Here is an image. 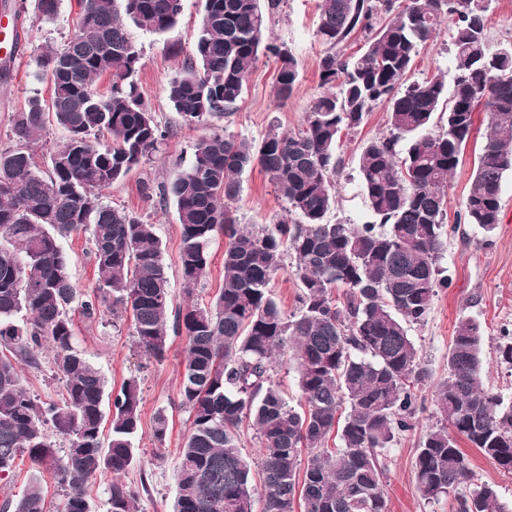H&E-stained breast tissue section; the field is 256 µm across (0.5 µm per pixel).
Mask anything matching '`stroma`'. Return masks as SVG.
Masks as SVG:
<instances>
[{"instance_id":"stroma-1","label":"stroma","mask_w":512,"mask_h":512,"mask_svg":"<svg viewBox=\"0 0 512 512\" xmlns=\"http://www.w3.org/2000/svg\"><path fill=\"white\" fill-rule=\"evenodd\" d=\"M321 0H281L269 21L272 41L292 51L301 61L300 76L286 103L275 97L277 64L274 58L260 56L251 72L242 99L221 118H206L185 125L174 111L166 88L169 81L182 74L192 57L201 12V0H184L179 25L159 36L130 28L133 43L141 53V67L136 75L144 103L153 112L160 128L168 136L150 160L134 169L122 182L104 190L105 203L125 209L148 223L157 225L162 241L163 261L170 279L175 304H182L183 290L178 265L180 232L172 202L146 198L143 188L171 180L189 166L196 143L220 134L261 143L271 129L294 132L301 128L312 102L321 94L319 59L324 45L317 35ZM20 13L22 44L15 62H4L10 47V30L0 31V149L11 146L10 115L20 111L30 99L50 97V85L38 79V61L45 47L62 45L76 29V0H62L53 22L35 21L32 13ZM453 50L450 26L427 41L421 48L410 73L411 80L424 81L434 75H451ZM487 116L474 115L473 134L463 158L448 183V210L459 211L465 200L475 161L483 143ZM389 133L384 106H376L356 130L343 135V168L334 180L338 203L331 212L333 220L346 224L371 221L360 185L355 156L368 141ZM242 191L233 203L240 224L265 225L285 213L286 202L260 168L241 177ZM502 206L499 221L492 232L471 224L458 225L446 235L440 268L448 280L439 289L432 309L423 324L411 326L409 334L421 362L432 370L435 381L448 376V349L461 320L479 323L482 333L483 382L497 393L502 410H512V367L503 364L498 346L506 332L512 331V170L504 175L501 186ZM71 259V272L81 291L94 287L96 276L89 257L88 234L72 235L62 241ZM77 347L107 381L109 390H119L123 381L137 377L142 391L141 429L135 441L137 464L127 474L132 483H145L139 498V512H172L177 485L175 467L179 450L190 431L188 414L179 407L180 362L186 345L184 334H170L167 356L157 362L140 356L133 347L130 319L115 320L102 314L95 320L72 316ZM417 426L399 436L384 452L385 491L388 512H455L454 497L436 503L420 496L415 482L414 456L420 437L435 428L438 417L431 391H424ZM165 414L169 428L164 440L153 436L154 418ZM473 471L472 486L495 485L503 501L512 502V474L469 444H462Z\"/></svg>"}]
</instances>
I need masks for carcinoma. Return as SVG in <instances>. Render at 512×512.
I'll return each mask as SVG.
<instances>
[{"instance_id": "obj_1", "label": "carcinoma", "mask_w": 512, "mask_h": 512, "mask_svg": "<svg viewBox=\"0 0 512 512\" xmlns=\"http://www.w3.org/2000/svg\"><path fill=\"white\" fill-rule=\"evenodd\" d=\"M35 19L50 22L61 0H32ZM194 55L168 98L184 122L221 116L244 93L260 54L277 60L276 97L298 81L296 56L266 36L279 0H201ZM492 0H322L317 34L324 92L297 133L272 129L260 146L219 134L201 139L190 165L161 195L174 202L180 226L179 269L189 297L206 277L210 246L224 236V285L207 303L173 308L153 224L102 200L158 149L166 132L142 101L134 77L141 55L128 27L164 34L183 0H77L75 33L40 59L50 101L33 98L11 115L14 145L0 150V512H48L44 475L61 488L60 512H91L86 484L102 476L108 512H137L139 490L125 480L135 465L141 429L138 379L128 378L106 406L105 379L74 345L73 304L91 320L108 311L131 318L135 347L165 359L168 330L182 331L179 405L191 431L181 448L173 512H386L381 450L415 429L418 392L432 381L408 334L428 317L440 277L447 189L474 129H488L457 224L485 232L498 224L501 184L512 169V41L493 42ZM452 24V85L436 76L408 81L423 44ZM358 32L365 50L340 46ZM108 78L107 91L97 80ZM386 108L390 135L358 156L361 187L374 221L336 224L333 175L342 164V133L358 128L374 106ZM447 129L429 131L435 115ZM65 142L42 169L35 145L47 124ZM108 134L111 142L92 140ZM259 166L288 204L259 228L239 225L230 203L242 174ZM89 234L97 281L86 294L71 277L61 241ZM294 256L299 307L286 313L271 293L283 255ZM344 289L343 298L334 296ZM174 318H169V314ZM63 393L43 399L25 384L45 351ZM289 352L304 407L288 404L269 371ZM433 400L442 424L418 442L415 481L427 502L451 494L456 512H512L473 478L458 446L466 440L512 473V412L482 379L480 326L463 320L448 351V378ZM254 430L263 454L262 491L239 447ZM108 437H103V432ZM340 447L324 448L332 433ZM307 449L301 457V449ZM28 455L37 474L24 495L8 492L15 459Z\"/></svg>"}]
</instances>
